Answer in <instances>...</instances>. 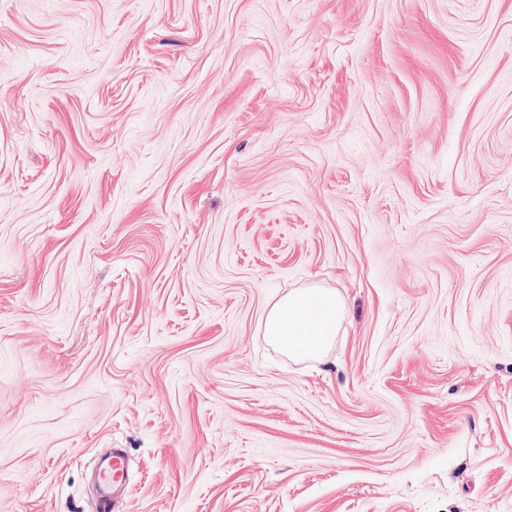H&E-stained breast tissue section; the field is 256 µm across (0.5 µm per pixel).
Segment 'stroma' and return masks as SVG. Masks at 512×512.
<instances>
[{"mask_svg": "<svg viewBox=\"0 0 512 512\" xmlns=\"http://www.w3.org/2000/svg\"><path fill=\"white\" fill-rule=\"evenodd\" d=\"M102 448L120 512H512V0H0V512ZM345 305L325 288H301L267 314L265 336L293 358H317L330 346ZM99 477L103 487L98 512H115L117 504L111 500L107 493L110 486L114 488L126 480L127 463L126 454L115 448L112 452L101 457L98 468Z\"/></svg>", "mask_w": 512, "mask_h": 512, "instance_id": "35a3bbf8", "label": "stroma"}]
</instances>
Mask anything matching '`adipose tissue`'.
<instances>
[{
  "label": "adipose tissue",
  "instance_id": "ef3b65f1",
  "mask_svg": "<svg viewBox=\"0 0 512 512\" xmlns=\"http://www.w3.org/2000/svg\"><path fill=\"white\" fill-rule=\"evenodd\" d=\"M345 305L324 288H302L276 302L265 321V334L294 358H316L330 346Z\"/></svg>",
  "mask_w": 512,
  "mask_h": 512
}]
</instances>
